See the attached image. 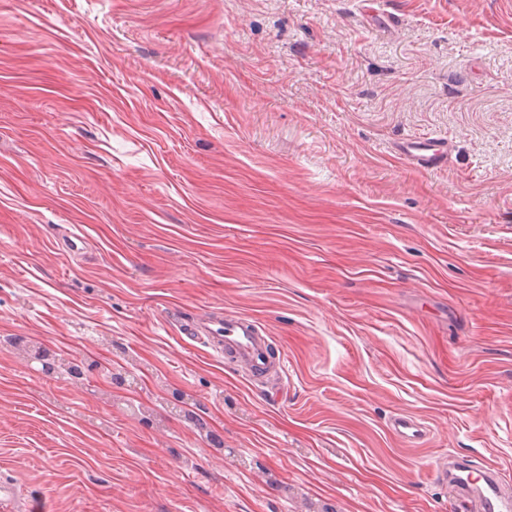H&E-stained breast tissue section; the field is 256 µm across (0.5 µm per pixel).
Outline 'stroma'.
<instances>
[{"label":"stroma","instance_id":"35a3bbf8","mask_svg":"<svg viewBox=\"0 0 512 512\" xmlns=\"http://www.w3.org/2000/svg\"><path fill=\"white\" fill-rule=\"evenodd\" d=\"M363 2L0 0V337L154 411L0 346L38 512H460L442 457L512 473V0ZM227 311L282 375L174 323ZM395 153L401 160L419 168L429 169L444 157L446 147L438 138L411 137L398 142ZM389 430L407 445L418 444L427 433V427L420 418L406 413L394 415L389 423Z\"/></svg>","mask_w":512,"mask_h":512}]
</instances>
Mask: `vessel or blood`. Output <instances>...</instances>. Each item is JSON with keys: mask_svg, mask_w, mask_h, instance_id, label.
I'll use <instances>...</instances> for the list:
<instances>
[{"mask_svg": "<svg viewBox=\"0 0 512 512\" xmlns=\"http://www.w3.org/2000/svg\"><path fill=\"white\" fill-rule=\"evenodd\" d=\"M395 152L401 160L429 169L444 157L446 147L437 138L411 137L398 142ZM179 332L192 340L204 341L208 346L228 349L237 362L248 367L251 375H263L269 368L263 331L248 316L232 313L202 323L185 322L180 324ZM389 430L407 445L418 444L427 433L420 418L406 413L394 415ZM436 478L461 495L470 512H512V494L504 490L505 484L512 482V476L494 467L445 459L436 469ZM0 503L9 504L16 512H26L28 507L21 489L7 479L0 480Z\"/></svg>", "mask_w": 512, "mask_h": 512, "instance_id": "b4317fda", "label": "vessel or blood"}]
</instances>
